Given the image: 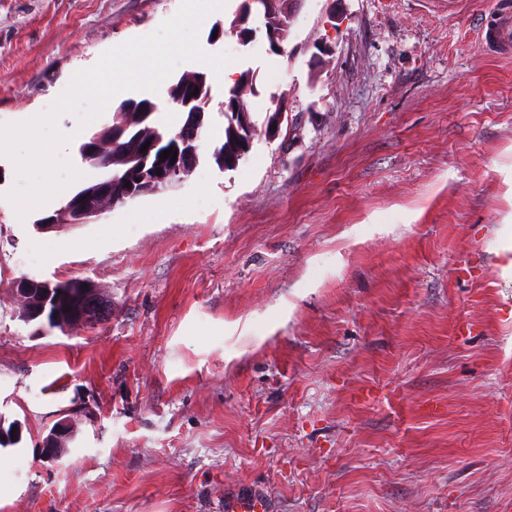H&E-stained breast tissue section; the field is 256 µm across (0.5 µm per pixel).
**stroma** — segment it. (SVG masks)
<instances>
[{
	"instance_id": "35a3bbf8",
	"label": "stroma",
	"mask_w": 512,
	"mask_h": 512,
	"mask_svg": "<svg viewBox=\"0 0 512 512\" xmlns=\"http://www.w3.org/2000/svg\"><path fill=\"white\" fill-rule=\"evenodd\" d=\"M503 3L304 0L276 54L226 0L199 44L256 75L249 152L214 163L211 83L192 174L89 224L19 216L0 155V512H512V57L476 37ZM179 6L0 0V125L52 113L97 180L57 87ZM22 277L88 280L112 316L38 332ZM71 425L68 420L58 421L42 441L45 457L54 461L61 456V443L71 434Z\"/></svg>"
}]
</instances>
